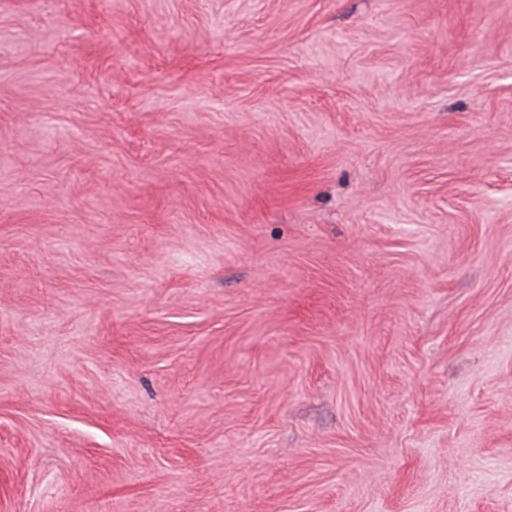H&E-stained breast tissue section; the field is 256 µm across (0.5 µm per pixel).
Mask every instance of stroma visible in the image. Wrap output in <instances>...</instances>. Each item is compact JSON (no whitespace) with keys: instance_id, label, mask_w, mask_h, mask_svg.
Instances as JSON below:
<instances>
[{"instance_id":"35a3bbf8","label":"stroma","mask_w":512,"mask_h":512,"mask_svg":"<svg viewBox=\"0 0 512 512\" xmlns=\"http://www.w3.org/2000/svg\"><path fill=\"white\" fill-rule=\"evenodd\" d=\"M0 512H512V0H0Z\"/></svg>"}]
</instances>
